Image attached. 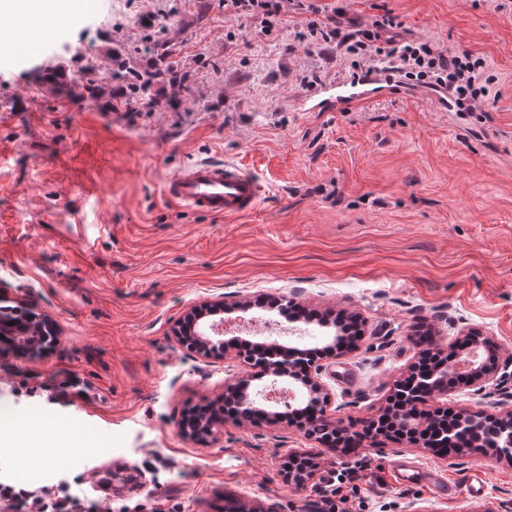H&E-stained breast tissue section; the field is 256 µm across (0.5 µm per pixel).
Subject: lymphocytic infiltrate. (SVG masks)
<instances>
[{
  "instance_id": "1",
  "label": "lymphocytic infiltrate",
  "mask_w": 512,
  "mask_h": 512,
  "mask_svg": "<svg viewBox=\"0 0 512 512\" xmlns=\"http://www.w3.org/2000/svg\"><path fill=\"white\" fill-rule=\"evenodd\" d=\"M224 8L239 21L263 33L281 26L295 31L307 53L323 45L336 47L340 59L352 68L381 67L391 74L429 90L448 91L456 105L488 103L500 96L485 58L467 50H455L430 38L403 37L391 14H383L369 28L341 26L335 19L321 20L320 10L308 7L293 19L282 17L278 0H224ZM99 500L65 493L51 485L32 491L0 483V512H100Z\"/></svg>"
}]
</instances>
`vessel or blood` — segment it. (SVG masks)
<instances>
[{"instance_id": "vessel-or-blood-1", "label": "vessel or blood", "mask_w": 512, "mask_h": 512, "mask_svg": "<svg viewBox=\"0 0 512 512\" xmlns=\"http://www.w3.org/2000/svg\"><path fill=\"white\" fill-rule=\"evenodd\" d=\"M40 0H18L8 25L0 27V45L14 50L33 40L47 41L54 28L69 23L76 11L74 0H57L53 18H44ZM370 78H339L323 83L317 97L301 96V112H334L379 97ZM165 198L192 211L217 217H237L253 210L265 193L263 183L235 162L197 161L170 175L163 184Z\"/></svg>"}]
</instances>
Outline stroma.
<instances>
[{"label": "stroma", "mask_w": 512, "mask_h": 512, "mask_svg": "<svg viewBox=\"0 0 512 512\" xmlns=\"http://www.w3.org/2000/svg\"><path fill=\"white\" fill-rule=\"evenodd\" d=\"M312 2L361 26L388 10L404 36L484 57L500 98L486 112H442L432 92L395 81L347 111H295L312 91L301 74L343 75L334 50L311 56L289 30L263 35L224 0H95L40 52L0 54V288L59 331L46 358L0 357V411L41 419L27 437L0 432V480L84 490L92 464L114 512H237L244 500L319 512L353 468L359 490L338 512H499L512 501V463L471 450L346 452L285 422H227L210 448L178 433L188 408L223 397L244 369L232 354L205 365L172 338L191 305L224 295L359 317L356 348L323 375L351 430L417 360L418 328L448 351L471 329L512 354V0ZM146 35L195 76L178 107L127 118L38 86L52 58L69 81L90 60L103 72L114 56L146 66ZM211 158L261 177L254 212L226 220L164 198L168 175ZM70 374L85 392L72 404L60 388ZM85 423L93 440L59 434ZM292 449L319 464L300 486L282 472ZM397 459L443 474L453 493L397 483Z\"/></svg>", "instance_id": "35a3bbf8"}]
</instances>
